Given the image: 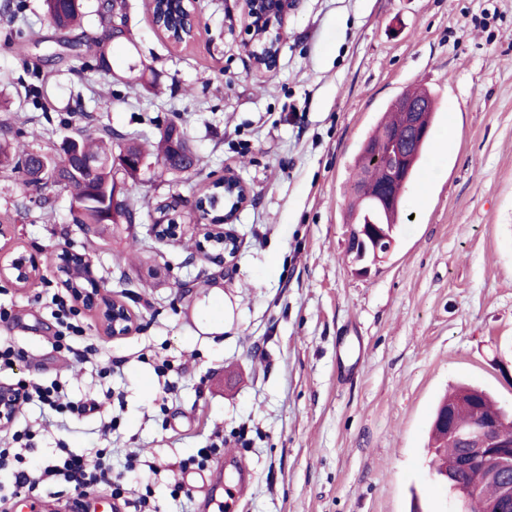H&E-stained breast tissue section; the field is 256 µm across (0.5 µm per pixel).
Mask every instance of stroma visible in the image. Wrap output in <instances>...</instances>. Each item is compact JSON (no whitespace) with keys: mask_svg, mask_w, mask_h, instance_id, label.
<instances>
[{"mask_svg":"<svg viewBox=\"0 0 512 512\" xmlns=\"http://www.w3.org/2000/svg\"><path fill=\"white\" fill-rule=\"evenodd\" d=\"M149 2L127 0L130 34L93 71L59 45L43 0L16 14L0 0V123L18 146L60 160L80 129L153 138L174 121L200 158L177 179L148 155L127 182L141 224L90 240L69 221V189L49 214L0 168L6 249L42 270L23 288L0 278V341L21 354L0 382L108 397L81 417L22 405L0 448L26 468L61 448L108 450L113 478L156 512H199L200 469L176 464L201 448L252 471L235 512H454L429 469L437 401L468 384L512 414V0H296L271 71L242 49L245 0H197L198 32L181 46ZM13 35L52 56L39 105ZM417 85L436 98V146L406 188L391 253L360 276L347 256L354 159ZM227 172L251 194L232 263L202 250L201 223L151 237L158 202L192 207ZM69 247L135 313L131 335L104 336L81 309L71 350L53 348Z\"/></svg>","mask_w":512,"mask_h":512,"instance_id":"1","label":"stroma"}]
</instances>
